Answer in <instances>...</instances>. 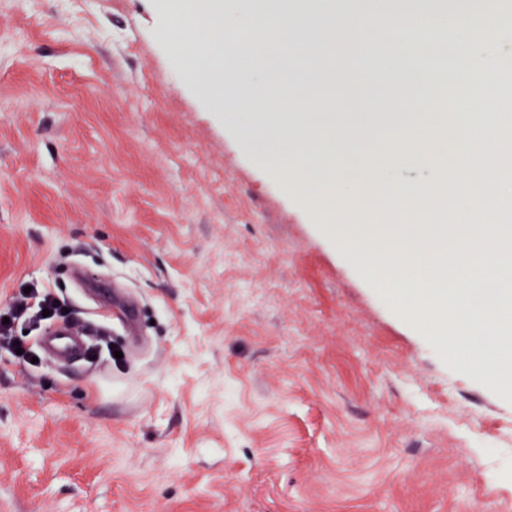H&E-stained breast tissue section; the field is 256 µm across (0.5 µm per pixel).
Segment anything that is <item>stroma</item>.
<instances>
[{"mask_svg":"<svg viewBox=\"0 0 512 512\" xmlns=\"http://www.w3.org/2000/svg\"><path fill=\"white\" fill-rule=\"evenodd\" d=\"M157 0H0V313L37 287L95 362L0 348V512H512V392L391 305L153 38ZM352 98L399 85L354 50ZM121 358H113V351Z\"/></svg>","mask_w":512,"mask_h":512,"instance_id":"1","label":"stroma"}]
</instances>
